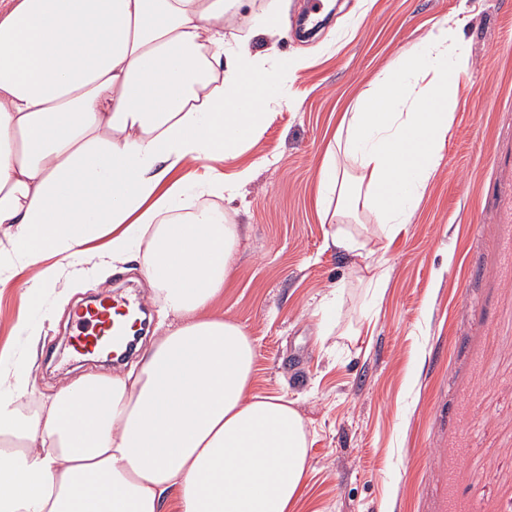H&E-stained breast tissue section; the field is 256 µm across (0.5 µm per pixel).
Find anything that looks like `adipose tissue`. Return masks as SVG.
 Here are the masks:
<instances>
[{
    "instance_id": "adipose-tissue-1",
    "label": "adipose tissue",
    "mask_w": 512,
    "mask_h": 512,
    "mask_svg": "<svg viewBox=\"0 0 512 512\" xmlns=\"http://www.w3.org/2000/svg\"><path fill=\"white\" fill-rule=\"evenodd\" d=\"M243 5L0 0V269H35L62 295L72 259L102 276L135 258L168 321L128 370L62 384L30 417L28 367L0 353V512H162L171 497L178 512L299 508L308 425L295 400L253 393L254 339L214 311L239 227L187 209L191 189L168 182L235 153L288 100L282 65L249 46L278 33L283 0ZM236 18L245 34L225 43ZM470 53L460 19L439 23L336 124L317 186L325 244L359 257L371 300L440 166Z\"/></svg>"
}]
</instances>
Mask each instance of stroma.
<instances>
[{"mask_svg": "<svg viewBox=\"0 0 512 512\" xmlns=\"http://www.w3.org/2000/svg\"><path fill=\"white\" fill-rule=\"evenodd\" d=\"M314 39L295 36L308 0H288L283 32L252 51L285 64L291 105L269 108L258 135L214 163L252 180L220 208L240 226L216 303L255 339L253 389L285 394L311 431L300 512H512V0H335ZM465 12L472 42L442 161L411 224L389 245V285L362 302L372 333H316L329 288L350 286V255L326 249L319 171L343 112L383 68ZM106 280L71 265L67 300L34 308L31 272L0 289V350L32 366L49 394L100 360L62 362L78 306L136 294V261ZM26 330H19V322Z\"/></svg>", "mask_w": 512, "mask_h": 512, "instance_id": "obj_1", "label": "stroma"}]
</instances>
